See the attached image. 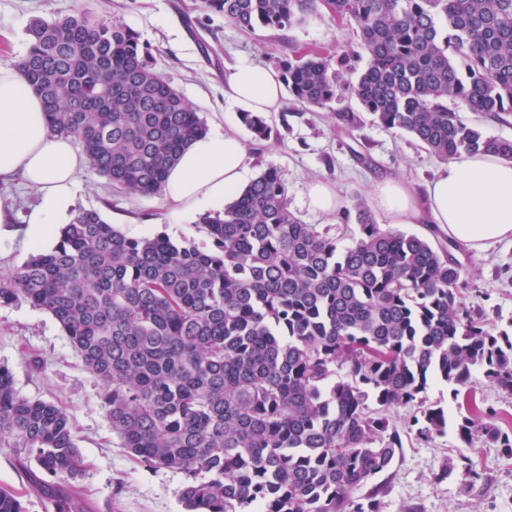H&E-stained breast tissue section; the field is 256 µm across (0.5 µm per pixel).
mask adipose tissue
I'll list each match as a JSON object with an SVG mask.
<instances>
[{
	"label": "adipose tissue",
	"instance_id": "ef3b65f1",
	"mask_svg": "<svg viewBox=\"0 0 512 512\" xmlns=\"http://www.w3.org/2000/svg\"><path fill=\"white\" fill-rule=\"evenodd\" d=\"M224 98L237 111H279L284 89L278 69L241 61L224 76ZM88 159L71 138L49 131L42 99L18 68L0 64V181L23 177L39 201L25 218L33 248L51 246L49 229L70 220L77 175ZM247 171V152L236 127L209 133L169 170L163 196L173 213L223 205ZM371 206L391 224H431L473 250L512 240V161L463 154L444 162L423 189L407 179L375 180Z\"/></svg>",
	"mask_w": 512,
	"mask_h": 512
}]
</instances>
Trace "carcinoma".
Returning <instances> with one entry per match:
<instances>
[{
  "label": "carcinoma",
  "mask_w": 512,
  "mask_h": 512,
  "mask_svg": "<svg viewBox=\"0 0 512 512\" xmlns=\"http://www.w3.org/2000/svg\"><path fill=\"white\" fill-rule=\"evenodd\" d=\"M240 30L285 32L322 12L353 23L336 62L295 48L280 69L302 106L348 94L388 129L442 161L462 153L512 160V141L486 135L460 110L512 114V0H203ZM18 62L43 100L50 132L77 139L90 167L120 192H162L205 120L160 73L129 27L89 11L36 19ZM253 138L271 128L247 114ZM347 245L289 208L268 167L224 209L202 217L211 247L164 235L129 238L79 208L37 250L0 274V304L49 313L86 370L123 448L148 467L184 474L183 512H379L403 448L391 409L418 407L423 441L448 431L426 405L435 382L453 398L472 372L512 395V328L468 303L459 245L377 224L358 197ZM491 410L454 423L469 447L512 459ZM0 446L54 512H90L74 481L84 462L67 414L21 396L0 367ZM471 459L449 460L442 481ZM0 512H28L0 488Z\"/></svg>",
  "instance_id": "cac0c4a2"
}]
</instances>
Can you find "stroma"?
<instances>
[{"instance_id":"obj_1","label":"stroma","mask_w":512,"mask_h":512,"mask_svg":"<svg viewBox=\"0 0 512 512\" xmlns=\"http://www.w3.org/2000/svg\"><path fill=\"white\" fill-rule=\"evenodd\" d=\"M82 9L138 32L157 68L211 129L235 118L224 99L228 67L240 61L275 67L295 46L320 50L333 59L354 40L350 26L327 14L291 30L285 42L261 30L241 31L222 13L202 8L200 0H0V62H17L27 52L33 19L53 20ZM354 105L347 96L323 109L288 104L269 117L275 132L271 141L254 144L249 131L241 133L247 142L248 178L277 168L295 216L346 237L357 232L356 219L331 224L313 212L306 197L310 181L328 179L347 203L353 196H368L372 182L384 176L399 175L423 185L440 165L411 136L377 123L365 122L348 135L337 132V113ZM74 205L98 211L130 238L160 234L201 246L209 243L198 214L173 215L159 195L118 193L89 168L77 176ZM455 256L467 272L475 305L494 325H511L512 241L484 253L463 247ZM0 366L12 372L21 396L56 404L67 413L86 464L76 485L92 512H181L183 474L152 470L130 458L112 430L100 385L51 315L23 300L0 305ZM413 414L410 408L389 413L404 448L387 473L389 488L379 512H512V461L500 449L467 447L452 432L421 442L408 428ZM462 455L472 459L479 479L468 482L457 471L437 480L445 463ZM0 487L18 494L29 512H45L9 448L0 447Z\"/></svg>"}]
</instances>
